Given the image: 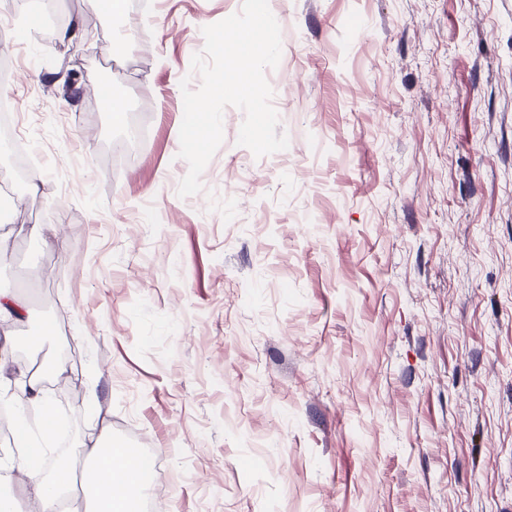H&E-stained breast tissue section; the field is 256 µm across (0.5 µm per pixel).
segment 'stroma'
Listing matches in <instances>:
<instances>
[{"label":"stroma","mask_w":512,"mask_h":512,"mask_svg":"<svg viewBox=\"0 0 512 512\" xmlns=\"http://www.w3.org/2000/svg\"><path fill=\"white\" fill-rule=\"evenodd\" d=\"M138 2L0 0L28 134L0 285L10 350L67 365L54 454L82 473L108 427L152 512H512V0H269L288 147L226 107L185 199L180 82L242 0ZM100 79L147 125L118 169ZM25 304L11 288L0 286V316L6 319L21 320Z\"/></svg>","instance_id":"stroma-1"}]
</instances>
